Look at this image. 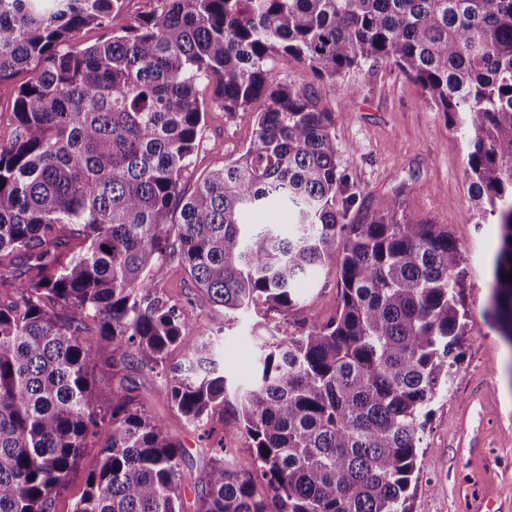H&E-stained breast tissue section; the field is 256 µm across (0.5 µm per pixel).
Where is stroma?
<instances>
[{"label": "stroma", "mask_w": 512, "mask_h": 512, "mask_svg": "<svg viewBox=\"0 0 512 512\" xmlns=\"http://www.w3.org/2000/svg\"><path fill=\"white\" fill-rule=\"evenodd\" d=\"M276 73L313 91L323 106L340 111L333 133L341 169L359 194L358 208L385 212L399 202L402 214L448 226L462 247L470 331L455 377L434 403L427 423L425 467L410 489L411 512H461L455 493L461 478L483 477L504 499H512V348L483 316L500 231L492 222L479 224L473 218L469 168L464 153L448 144L447 119L428 104L417 84L390 65H366L331 81L282 56ZM348 85L357 86V93L345 94ZM253 137L252 115L231 120L221 110H209L183 189L192 191L200 177L237 157ZM161 282L171 302L191 310L200 332L208 333L215 312L185 269L176 263L167 266ZM303 298L299 313L280 315L281 326L334 313L335 265L324 266L306 284ZM257 320L255 312L239 314L217 345L230 387L251 381L259 346L253 335ZM126 375L139 402L163 419L168 433L184 447L182 500L184 512H194L213 442L171 410L154 372L133 361ZM478 418L487 427L486 455L459 458L455 439L460 425Z\"/></svg>", "instance_id": "1"}]
</instances>
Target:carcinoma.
<instances>
[{
	"label": "carcinoma",
	"instance_id": "carcinoma-1",
	"mask_svg": "<svg viewBox=\"0 0 512 512\" xmlns=\"http://www.w3.org/2000/svg\"><path fill=\"white\" fill-rule=\"evenodd\" d=\"M148 2L127 21L124 0H0V83L26 76L0 143V512H52L106 428L73 512H183L182 445L124 385L130 360L154 371L175 348L172 409L224 425L196 512H410L426 420L468 336L461 246L418 216L349 220L336 112L275 65L333 81L391 64L444 114L478 216L500 226L489 316L512 344V0ZM91 24L106 35L75 49ZM213 107L253 113L254 138L188 194ZM273 205L287 231L244 222ZM69 234L86 246L59 268ZM334 259L335 314L288 334L257 323L228 414L213 340L158 274L179 262L224 314L219 334L252 307L300 311L303 281Z\"/></svg>",
	"mask_w": 512,
	"mask_h": 512
}]
</instances>
